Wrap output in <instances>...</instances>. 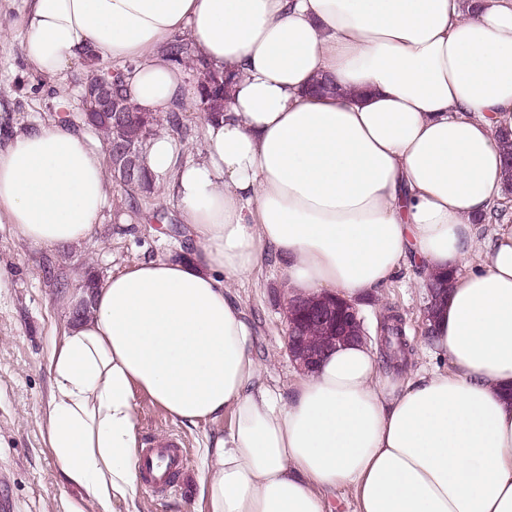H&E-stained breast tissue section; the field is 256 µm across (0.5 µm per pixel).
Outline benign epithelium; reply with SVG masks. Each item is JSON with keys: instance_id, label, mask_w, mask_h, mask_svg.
Masks as SVG:
<instances>
[{"instance_id": "1", "label": "benign epithelium", "mask_w": 512, "mask_h": 512, "mask_svg": "<svg viewBox=\"0 0 512 512\" xmlns=\"http://www.w3.org/2000/svg\"><path fill=\"white\" fill-rule=\"evenodd\" d=\"M85 121L117 116L123 121L137 118L136 112L120 111L112 98V79L107 75L91 72L82 81ZM286 350L297 368L307 372L314 370L328 352L348 344L366 343L370 337L364 326L359 304L339 301L334 296H322L313 300L290 298L286 306ZM314 324L322 333V342L313 347L306 342L302 331Z\"/></svg>"}]
</instances>
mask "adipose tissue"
Masks as SVG:
<instances>
[{
    "label": "adipose tissue",
    "instance_id": "1",
    "mask_svg": "<svg viewBox=\"0 0 512 512\" xmlns=\"http://www.w3.org/2000/svg\"><path fill=\"white\" fill-rule=\"evenodd\" d=\"M231 77L197 160L160 133L143 159L192 240L188 259L132 263L50 352L44 408L67 512H140L135 396L195 425L206 512H512V224L499 141L512 132V0H28L24 52L56 75L126 65L148 112L199 103L168 57ZM321 74L343 91L310 96ZM105 154L61 124L0 147V224L40 247L78 244L107 202ZM290 296L377 294L401 271L456 267L424 312L428 367L381 370L339 348L269 386L233 284L267 261Z\"/></svg>",
    "mask_w": 512,
    "mask_h": 512
}]
</instances>
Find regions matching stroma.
I'll use <instances>...</instances> for the list:
<instances>
[{
	"mask_svg": "<svg viewBox=\"0 0 512 512\" xmlns=\"http://www.w3.org/2000/svg\"><path fill=\"white\" fill-rule=\"evenodd\" d=\"M24 0H0V28L10 36L0 39V146L16 132L40 122H60L83 128L80 79L84 65L51 76L31 70L24 57L20 21ZM69 94V108L57 109L59 88ZM109 201L100 225L77 246L47 249L17 237L9 225L0 226V269L10 276L0 291V502L12 512H63L75 493L61 484L58 464L48 450L42 409L51 391L49 353L54 338L62 336L71 317L76 284L87 272L107 278L144 258L177 249L181 240L170 232L177 211L163 199L162 191L145 198L139 212H131L124 191L108 185ZM70 283L68 291L56 288L54 275ZM418 269L401 272L382 289V305L394 307L405 320V330L415 349L413 366L425 359L421 315L425 290ZM232 291L255 320V352L267 368L270 384L287 387L295 368L285 344L284 305L287 292L278 273L263 267ZM138 447L164 436L179 438L185 464L175 489L167 494L140 491L141 512H204L199 501L201 461L199 448L205 435L226 427V420L191 426L169 417L146 396L136 398Z\"/></svg>",
	"mask_w": 512,
	"mask_h": 512,
	"instance_id": "1",
	"label": "stroma"
}]
</instances>
